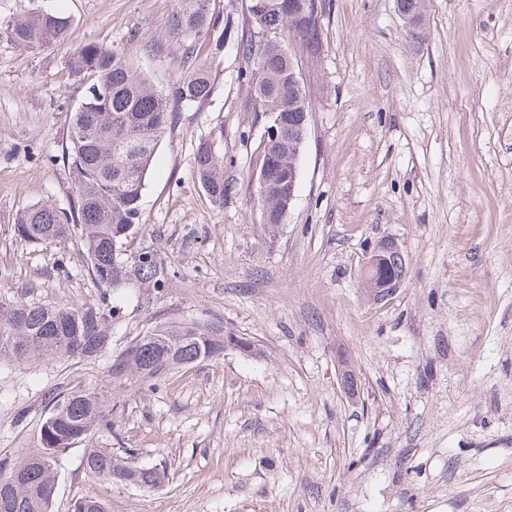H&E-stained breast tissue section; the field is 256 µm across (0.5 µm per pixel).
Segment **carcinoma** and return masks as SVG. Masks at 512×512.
<instances>
[{"mask_svg": "<svg viewBox=\"0 0 512 512\" xmlns=\"http://www.w3.org/2000/svg\"><path fill=\"white\" fill-rule=\"evenodd\" d=\"M295 0H249L255 27L234 17H216L210 0H176L166 21L176 39L205 36L196 53L186 57L182 72L164 89L153 87L128 55L116 48L88 42L69 60L70 73L84 88L70 109L69 144L65 160L74 179L68 206L35 205L22 212L15 232L33 244L62 243L80 229L87 264L94 282L102 287L96 306L48 305L32 299L0 300V359L23 363L31 359L57 362L89 358L106 349L116 306L114 294L135 280L158 287L168 269L157 251L140 252L129 265L123 246L141 230V200L146 174L159 142L171 123L173 104H192L211 91L212 64L229 43L252 69L241 72L251 87L252 105L244 111L263 120L269 112L281 116L278 142L263 153L256 169L257 205L261 223L275 234L284 222L288 205V174L297 168L304 146L296 129L300 121L295 102L301 96L298 80L288 73V55L299 44L312 55L320 47L318 17L293 15ZM408 21L421 18L423 0H400ZM0 30L23 48L63 43L70 23L61 14L38 11L26 19L0 23ZM198 182L211 202L224 206L228 182L224 160L214 142L199 140L195 149ZM406 276L403 256L390 257L385 277ZM233 337L224 327L196 323L161 324L113 357L112 379L141 385L162 378L173 369L224 356V342ZM112 407L102 393L75 392L55 396L43 421L37 448L9 471L0 467V512H52L56 478L63 456L89 440L96 430L112 431ZM112 450L91 449L89 472L111 482L156 488L165 472L156 467L137 468L128 457ZM72 512H106L94 497L75 500Z\"/></svg>", "mask_w": 512, "mask_h": 512, "instance_id": "cac0c4a2", "label": "carcinoma"}]
</instances>
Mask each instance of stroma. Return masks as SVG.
I'll use <instances>...</instances> for the list:
<instances>
[{"label":"stroma","mask_w":512,"mask_h":512,"mask_svg":"<svg viewBox=\"0 0 512 512\" xmlns=\"http://www.w3.org/2000/svg\"><path fill=\"white\" fill-rule=\"evenodd\" d=\"M176 0H0V21L51 10L68 42L23 50L0 34V297L98 303L80 234L34 245L23 209L66 205V63L81 44L124 50L155 87L194 39L171 40ZM321 48L300 67L313 110L296 196L265 236L252 178L263 131L232 46L208 99L173 108L142 196L134 259L157 250L158 289L127 285L107 352L0 365V460L35 448L56 395L107 393L114 432L67 452L54 512H512V0H324ZM213 138L229 193L214 206L194 150ZM395 240L407 274L374 301L359 269ZM208 323L248 339L156 388L112 380L114 355L154 326ZM355 377L346 389L342 364ZM131 448L155 489L87 471L86 447Z\"/></svg>","instance_id":"stroma-1"}]
</instances>
